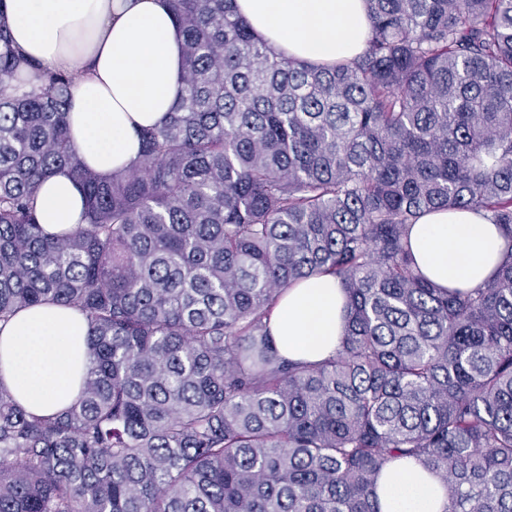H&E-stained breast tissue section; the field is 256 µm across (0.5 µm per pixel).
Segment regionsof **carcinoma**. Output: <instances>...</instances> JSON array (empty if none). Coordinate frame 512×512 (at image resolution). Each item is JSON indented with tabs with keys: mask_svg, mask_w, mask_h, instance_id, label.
<instances>
[{
	"mask_svg": "<svg viewBox=\"0 0 512 512\" xmlns=\"http://www.w3.org/2000/svg\"><path fill=\"white\" fill-rule=\"evenodd\" d=\"M366 2L364 52L316 64L234 0H168L176 104L109 176L72 143L76 77L0 21V322L71 308L89 360L51 416L0 386V512H381L411 458L444 512H512V0ZM56 173L86 207L50 234ZM464 209L507 250L484 286L441 288L410 231ZM327 272L340 348L287 360L265 319Z\"/></svg>",
	"mask_w": 512,
	"mask_h": 512,
	"instance_id": "carcinoma-1",
	"label": "carcinoma"
}]
</instances>
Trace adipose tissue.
<instances>
[{"mask_svg":"<svg viewBox=\"0 0 512 512\" xmlns=\"http://www.w3.org/2000/svg\"><path fill=\"white\" fill-rule=\"evenodd\" d=\"M254 33L290 57L332 63L361 54L369 32L365 0H236ZM0 18L13 44L43 67L75 75L73 143L106 176L129 168L140 131L160 125L177 96L182 36L167 0H5ZM47 231L82 220L83 194L66 174L46 179L38 199ZM421 271L444 288L482 286L505 248L496 225L470 211L423 216L411 230ZM346 295L335 276L302 281L267 320L281 356L316 362L336 353ZM86 323L74 310L45 304L0 325V384L33 414L46 416L77 396L88 361ZM439 478L411 465L386 469L381 512H443Z\"/></svg>","mask_w":512,"mask_h":512,"instance_id":"ef3b65f1","label":"adipose tissue"}]
</instances>
